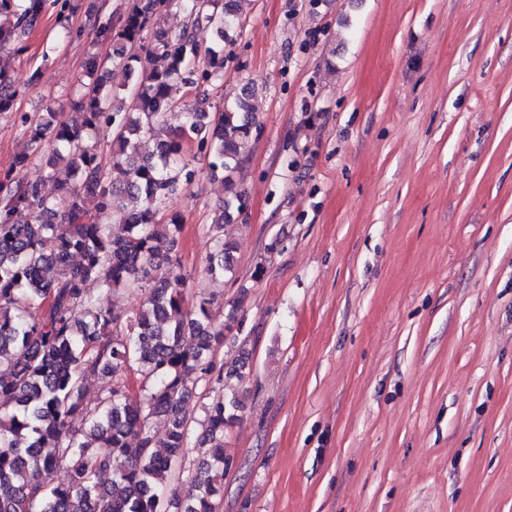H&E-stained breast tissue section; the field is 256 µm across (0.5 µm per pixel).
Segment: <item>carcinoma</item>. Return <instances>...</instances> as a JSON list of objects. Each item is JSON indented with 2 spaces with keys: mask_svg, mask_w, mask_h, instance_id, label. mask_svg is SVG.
Here are the masks:
<instances>
[{
  "mask_svg": "<svg viewBox=\"0 0 512 512\" xmlns=\"http://www.w3.org/2000/svg\"><path fill=\"white\" fill-rule=\"evenodd\" d=\"M47 2L0 0L1 54L21 43ZM174 8L187 22L170 34L160 20ZM95 28L112 56L90 62L93 82L67 102L75 117L45 112L28 128L55 193L38 181L0 179V512H217L224 430L241 402L223 395L224 365L214 355L224 323L214 299L184 307L186 278L172 256L181 219L163 205L177 184L193 182L190 158L204 155L226 191L208 228L206 273L232 270L235 246L221 230L246 204L235 176L259 128L255 91L219 107L202 86L224 77V45L242 29L238 0H125L120 25L99 16ZM204 29L216 38L206 47ZM137 50L154 58L150 71L137 72ZM109 66L130 80L125 94L108 84ZM102 130L112 135L108 159ZM111 167L122 181L111 180ZM120 207L127 223H106ZM92 282L146 297L121 316L89 292ZM129 371L140 376L137 392ZM89 376L108 384L94 407L83 394ZM201 386L209 399L197 443L202 467L188 486L170 490L189 442L185 404ZM152 417L166 419L161 448ZM115 456L127 464L104 484ZM66 459L68 481L52 483Z\"/></svg>",
  "mask_w": 512,
  "mask_h": 512,
  "instance_id": "obj_1",
  "label": "carcinoma"
}]
</instances>
